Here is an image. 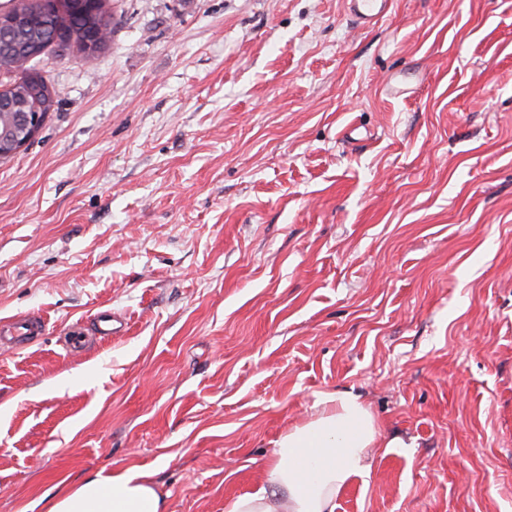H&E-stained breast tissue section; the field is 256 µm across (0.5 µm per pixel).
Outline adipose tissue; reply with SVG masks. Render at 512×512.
Returning <instances> with one entry per match:
<instances>
[{"mask_svg":"<svg viewBox=\"0 0 512 512\" xmlns=\"http://www.w3.org/2000/svg\"><path fill=\"white\" fill-rule=\"evenodd\" d=\"M323 409L283 435L257 488L226 512H336V498L354 477L368 474L379 441L375 420L359 396L329 393ZM46 512H167L149 472L119 469L85 478Z\"/></svg>","mask_w":512,"mask_h":512,"instance_id":"adipose-tissue-1","label":"adipose tissue"}]
</instances>
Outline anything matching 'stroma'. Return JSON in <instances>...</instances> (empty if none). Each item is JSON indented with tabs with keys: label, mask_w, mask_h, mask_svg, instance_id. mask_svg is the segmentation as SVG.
Masks as SVG:
<instances>
[{
	"label": "stroma",
	"mask_w": 512,
	"mask_h": 512,
	"mask_svg": "<svg viewBox=\"0 0 512 512\" xmlns=\"http://www.w3.org/2000/svg\"><path fill=\"white\" fill-rule=\"evenodd\" d=\"M108 8L0 162V512L128 467L225 512L332 392L380 431L336 512H512V0ZM347 3L357 26L370 29L387 14L391 0H347Z\"/></svg>",
	"instance_id": "1"
}]
</instances>
